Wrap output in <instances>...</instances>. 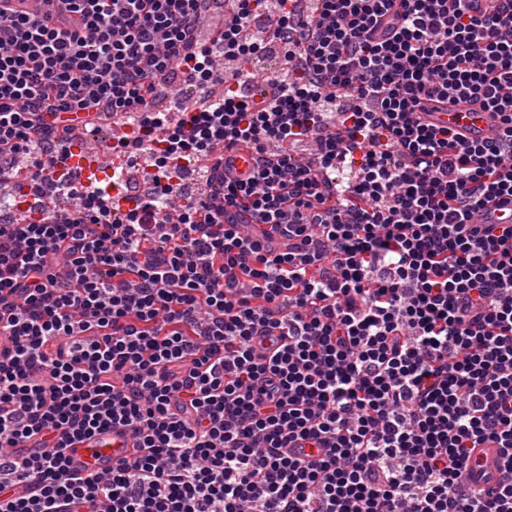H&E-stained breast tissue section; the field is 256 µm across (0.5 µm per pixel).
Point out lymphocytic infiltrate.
I'll return each mask as SVG.
<instances>
[{
    "instance_id": "obj_1",
    "label": "lymphocytic infiltrate",
    "mask_w": 512,
    "mask_h": 512,
    "mask_svg": "<svg viewBox=\"0 0 512 512\" xmlns=\"http://www.w3.org/2000/svg\"><path fill=\"white\" fill-rule=\"evenodd\" d=\"M0 8V176L65 166L77 118L143 109L151 77L255 78L278 42L314 78L133 133L146 205L0 222V512H512V0H46ZM500 118L492 143L419 115L448 99ZM249 146L234 177L216 146ZM193 150L223 187L159 215ZM343 165L348 181L327 171ZM114 430L136 454L81 474L66 451ZM313 442L323 455L303 458ZM479 448L506 477L469 481Z\"/></svg>"
}]
</instances>
